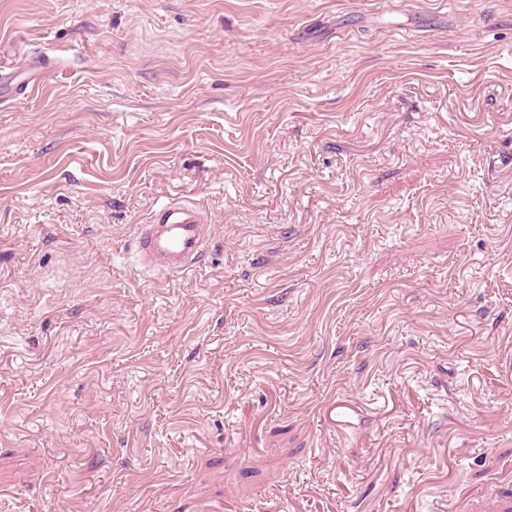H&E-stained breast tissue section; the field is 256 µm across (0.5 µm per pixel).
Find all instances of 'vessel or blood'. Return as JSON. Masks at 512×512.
<instances>
[{"mask_svg": "<svg viewBox=\"0 0 512 512\" xmlns=\"http://www.w3.org/2000/svg\"><path fill=\"white\" fill-rule=\"evenodd\" d=\"M212 238L201 210L172 203L161 208L152 223L140 225L137 251L141 266L174 276L194 270Z\"/></svg>", "mask_w": 512, "mask_h": 512, "instance_id": "b4317fda", "label": "vessel or blood"}]
</instances>
